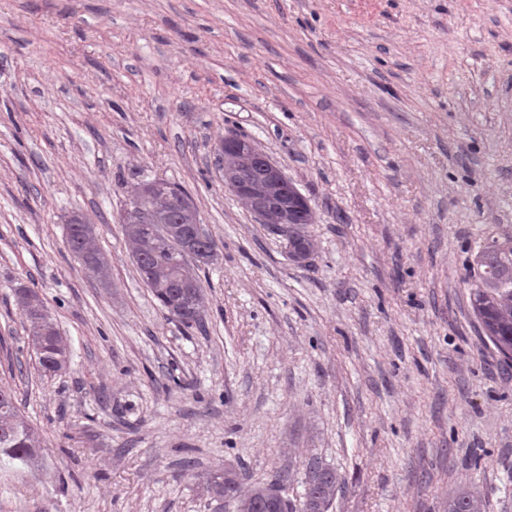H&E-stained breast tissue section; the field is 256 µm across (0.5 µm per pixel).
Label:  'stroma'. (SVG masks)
Here are the masks:
<instances>
[{
    "label": "stroma",
    "instance_id": "stroma-1",
    "mask_svg": "<svg viewBox=\"0 0 512 512\" xmlns=\"http://www.w3.org/2000/svg\"><path fill=\"white\" fill-rule=\"evenodd\" d=\"M254 141L305 195L314 251L224 187ZM193 197L203 325L143 284L134 184ZM106 262L70 251L72 214ZM512 234V0H0V381L42 444L0 512H214L202 475L342 479L329 512H512V368L467 265ZM70 343L43 375L18 287ZM482 506L478 494L467 487L459 488L448 499V512H482Z\"/></svg>",
    "mask_w": 512,
    "mask_h": 512
}]
</instances>
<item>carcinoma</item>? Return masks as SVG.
I'll return each instance as SVG.
<instances>
[{"label":"carcinoma","instance_id":"obj_1","mask_svg":"<svg viewBox=\"0 0 512 512\" xmlns=\"http://www.w3.org/2000/svg\"><path fill=\"white\" fill-rule=\"evenodd\" d=\"M147 182L138 183L131 196L138 208L124 211L121 224L129 247L143 255L144 265L137 273L168 316L176 319L183 309H198L206 314L203 289L179 288L183 267L179 249L183 232L201 223L195 202L181 206L167 195L144 191ZM70 249L82 253L89 270L104 268L95 237L94 225L75 214L67 224ZM470 303L481 331L506 363L512 364V235L501 240L491 237L479 246L469 265ZM16 304L30 324L31 345L40 370L56 375L69 362L68 338L61 335L48 314L43 299L30 288L15 289ZM39 449L38 437L19 412L13 390L0 384V456L22 463ZM309 471H318L321 480L316 489L305 492L296 503L283 495L284 487L273 482L244 491L239 473L229 467L212 469L204 476L203 490L221 510L224 503L235 504L237 512H328L341 482L336 471L312 459ZM448 512H482L478 494L467 487L459 488L448 499Z\"/></svg>","mask_w":512,"mask_h":512}]
</instances>
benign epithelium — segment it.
Returning a JSON list of instances; mask_svg holds the SVG:
<instances>
[{
    "label": "benign epithelium",
    "instance_id": "benign-epithelium-1",
    "mask_svg": "<svg viewBox=\"0 0 512 512\" xmlns=\"http://www.w3.org/2000/svg\"><path fill=\"white\" fill-rule=\"evenodd\" d=\"M242 150L252 154L258 162L257 175L265 179L269 192L263 198L255 196L254 177L233 173L224 178L225 188L251 213L258 223L267 225L285 240L288 256L296 263H305L313 250H301L294 247L288 237V225L294 223L299 213L313 216L309 200L298 190L283 170L272 162L256 146L235 134L225 136L224 152H239Z\"/></svg>",
    "mask_w": 512,
    "mask_h": 512
}]
</instances>
